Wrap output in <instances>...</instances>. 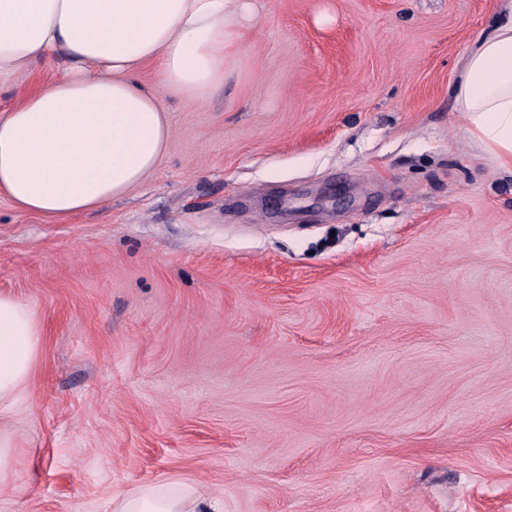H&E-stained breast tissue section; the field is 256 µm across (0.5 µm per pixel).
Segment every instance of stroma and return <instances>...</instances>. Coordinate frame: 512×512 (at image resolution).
<instances>
[{
  "label": "stroma",
  "instance_id": "stroma-1",
  "mask_svg": "<svg viewBox=\"0 0 512 512\" xmlns=\"http://www.w3.org/2000/svg\"><path fill=\"white\" fill-rule=\"evenodd\" d=\"M252 5L123 198L0 197V292L43 328L0 512L174 481L224 512H512V173L452 95L501 0Z\"/></svg>",
  "mask_w": 512,
  "mask_h": 512
}]
</instances>
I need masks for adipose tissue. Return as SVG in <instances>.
I'll list each match as a JSON object with an SVG mask.
<instances>
[{"mask_svg":"<svg viewBox=\"0 0 512 512\" xmlns=\"http://www.w3.org/2000/svg\"><path fill=\"white\" fill-rule=\"evenodd\" d=\"M480 38L453 87L470 138L512 168V0ZM248 0H0V86L31 63L67 67L0 112V196L66 219L126 195L154 171L171 124L161 95L202 100L247 41ZM156 66L157 88L140 71ZM42 329L34 310L0 294V411L24 400ZM120 512H223L191 484L145 486Z\"/></svg>","mask_w":512,"mask_h":512,"instance_id":"obj_1","label":"adipose tissue"}]
</instances>
